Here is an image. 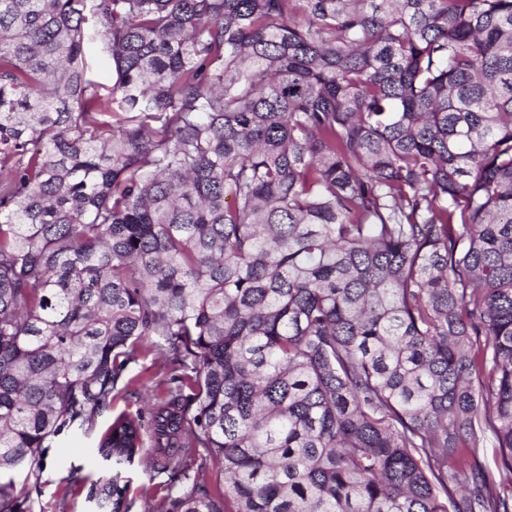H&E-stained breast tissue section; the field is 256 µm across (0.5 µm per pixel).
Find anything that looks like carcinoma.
I'll return each mask as SVG.
<instances>
[{
    "label": "carcinoma",
    "mask_w": 512,
    "mask_h": 512,
    "mask_svg": "<svg viewBox=\"0 0 512 512\" xmlns=\"http://www.w3.org/2000/svg\"><path fill=\"white\" fill-rule=\"evenodd\" d=\"M146 338L97 512H512V0H0V474ZM86 60L90 67L93 80L102 86V93L112 88V60L103 51L99 42L89 44L86 48ZM163 464L155 465L154 468L145 469L135 464L131 467L126 476L130 478L128 497L134 500L132 512H141L145 500L154 499L158 503L166 494L169 472L162 469Z\"/></svg>",
    "instance_id": "obj_1"
}]
</instances>
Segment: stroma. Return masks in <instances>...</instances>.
I'll list each match as a JSON object with an SVG mask.
<instances>
[{
	"label": "stroma",
	"instance_id": "1",
	"mask_svg": "<svg viewBox=\"0 0 512 512\" xmlns=\"http://www.w3.org/2000/svg\"><path fill=\"white\" fill-rule=\"evenodd\" d=\"M170 370L157 351H143L127 369L130 387L113 401L110 414L99 419L95 433L77 432L57 439L46 452L38 478H29L23 471L11 473L15 494L29 498V512H92L86 492L106 470L96 448L99 433L105 431L113 415L145 411L153 396L164 395ZM127 475L128 497L134 502L132 512H141L146 500L164 497L169 474L161 466L147 469L136 465Z\"/></svg>",
	"mask_w": 512,
	"mask_h": 512
}]
</instances>
